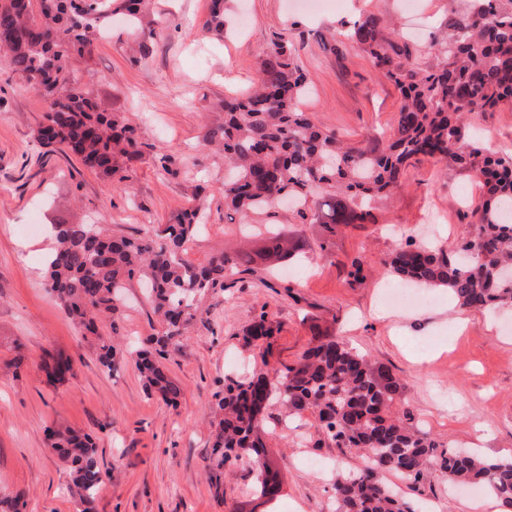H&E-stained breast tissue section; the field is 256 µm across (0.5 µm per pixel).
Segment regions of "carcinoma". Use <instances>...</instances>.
Returning a JSON list of instances; mask_svg holds the SVG:
<instances>
[{
    "label": "carcinoma",
    "instance_id": "1",
    "mask_svg": "<svg viewBox=\"0 0 512 512\" xmlns=\"http://www.w3.org/2000/svg\"><path fill=\"white\" fill-rule=\"evenodd\" d=\"M470 12L448 25L437 44L438 62L429 70L409 63L407 46L388 39L380 19L368 15L348 37L372 64L394 80L401 102L383 141L346 143L338 132L316 124L299 108L308 91L307 76L294 63L293 50L276 45L263 62L260 86L224 101V118L202 136L203 147L224 153L230 176L224 180V207L236 213H269L284 198L302 220L313 214L326 238L336 227L372 224V202L404 185V175L419 157H430L448 171H466L481 195L470 204L474 235L454 252L410 243L384 260L397 276L419 285L448 290L459 307L493 310L512 307V150L491 152L468 131L467 114L512 105V0H472ZM117 12L141 22L143 0H0V54L49 103L37 140L79 159L96 173L125 179L121 163L142 156L136 128L97 109L71 77L68 59L85 52L97 24ZM205 26L224 31V0H212ZM205 200L136 236L112 235L103 224H60L56 249L47 262L46 288L84 331L96 334L97 321L114 315L128 281L146 280L153 309L165 323L160 336L137 351L146 391L171 404L180 394L161 361L165 349L203 314L201 302L224 290V279L252 262L232 247H222L204 264L188 257L203 228ZM303 241L268 237L267 252L286 255ZM276 328L262 313L243 331L244 346L260 365L224 384L215 414L223 416L215 442L216 468L246 457L253 468V491L268 502L277 496L262 456L264 427L278 406L287 419L309 412L320 440L351 448L363 458L353 474L340 473L333 484L336 512H415L381 477L399 473L417 482L431 469L450 486L479 483L512 508V461L442 450L431 437L394 412L405 386L367 355L321 337L290 364L272 366ZM117 348L100 345L105 371ZM69 359L44 364L53 381L73 372ZM52 447L70 465L85 504L105 483L92 439L53 433Z\"/></svg>",
    "mask_w": 512,
    "mask_h": 512
}]
</instances>
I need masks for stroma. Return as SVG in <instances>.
I'll return each mask as SVG.
<instances>
[{"instance_id": "obj_1", "label": "stroma", "mask_w": 512, "mask_h": 512, "mask_svg": "<svg viewBox=\"0 0 512 512\" xmlns=\"http://www.w3.org/2000/svg\"><path fill=\"white\" fill-rule=\"evenodd\" d=\"M470 5L416 0L411 12L401 0H335L313 13L301 0H227L220 34L203 27L211 0H146L138 30L114 15L107 34L69 64L100 111L138 129L143 158L121 182L37 141L48 104L0 58V498L20 491L22 512H82L69 470L47 440L49 430L71 429L91 436L107 474L91 512H324L337 472L358 470L363 460L347 448L316 445L309 413L297 429L269 425L265 461L280 485L271 505L253 496L247 460L222 467L223 496L209 478L216 394L225 380L245 376L242 332L263 312L278 328L273 362H292L316 337H334L405 383L398 409L431 438L512 457V309L469 312L462 327L455 301L441 288L412 310L386 312L379 304L382 286L396 281L383 261L398 244L430 241L449 251L470 236L459 196L465 191L474 200L480 190L468 173L447 176L434 160L421 159L408 168L402 189L375 201V223L339 227L329 240L320 225L301 223L285 206L262 223H241L224 207L222 156L198 150L224 98L254 86L282 39L310 83L303 111L352 144L385 136L399 90L342 30L368 13L383 17L389 38L408 43L412 63L426 70L436 62L434 38ZM150 28L158 38L143 56L134 47ZM469 122L486 146L512 148L511 106L471 113ZM159 152L180 161L177 175L156 172L152 158ZM199 197L206 229L189 251L195 262L225 245L255 253L272 227L303 239L304 248L273 276L263 263L250 264L207 299L209 314L165 354L181 389L172 408L147 394L133 354L164 330L145 289L131 282L115 316L85 335L46 288L44 263L54 249V225L97 221L112 234L130 235L168 223ZM356 256L364 262L360 280L348 264ZM112 339L119 348L110 373L96 351ZM59 355L72 360L75 372L54 384L42 363ZM383 479L411 506L434 499L437 512H485L491 498L467 488L449 494L435 472L416 484L391 472Z\"/></svg>"}]
</instances>
